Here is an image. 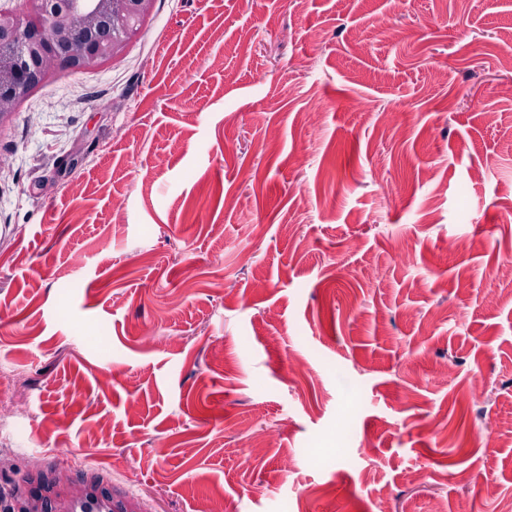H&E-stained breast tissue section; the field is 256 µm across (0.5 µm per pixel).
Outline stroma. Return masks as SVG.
<instances>
[{
    "label": "stroma",
    "mask_w": 512,
    "mask_h": 512,
    "mask_svg": "<svg viewBox=\"0 0 512 512\" xmlns=\"http://www.w3.org/2000/svg\"><path fill=\"white\" fill-rule=\"evenodd\" d=\"M509 255L512 0H153L0 128V490L506 512Z\"/></svg>",
    "instance_id": "obj_1"
}]
</instances>
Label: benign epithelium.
<instances>
[{"instance_id": "obj_1", "label": "benign epithelium", "mask_w": 512, "mask_h": 512, "mask_svg": "<svg viewBox=\"0 0 512 512\" xmlns=\"http://www.w3.org/2000/svg\"><path fill=\"white\" fill-rule=\"evenodd\" d=\"M0 9V127L60 70L97 68L122 51L153 0H23Z\"/></svg>"}]
</instances>
